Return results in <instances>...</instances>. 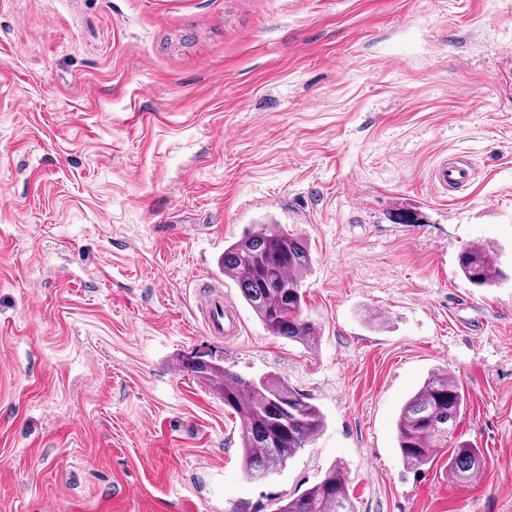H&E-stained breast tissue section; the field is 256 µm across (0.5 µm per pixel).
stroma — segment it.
Returning a JSON list of instances; mask_svg holds the SVG:
<instances>
[{"mask_svg": "<svg viewBox=\"0 0 512 512\" xmlns=\"http://www.w3.org/2000/svg\"><path fill=\"white\" fill-rule=\"evenodd\" d=\"M454 155L476 175L448 196ZM270 219L311 246L316 349L231 283L239 335L197 311ZM475 243L512 269V0H0V512H272L337 462L356 512H512V279H463ZM198 356L276 374L324 430L248 480ZM437 369L478 482L402 465ZM475 176L470 162L461 158H444L431 171L432 184L443 193L455 192L466 187Z\"/></svg>", "mask_w": 512, "mask_h": 512, "instance_id": "35a3bbf8", "label": "stroma"}]
</instances>
